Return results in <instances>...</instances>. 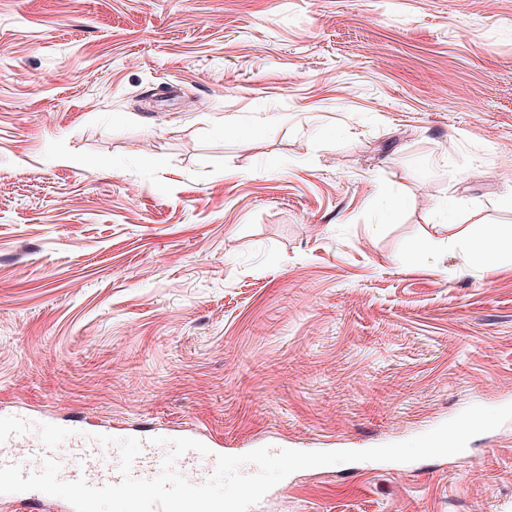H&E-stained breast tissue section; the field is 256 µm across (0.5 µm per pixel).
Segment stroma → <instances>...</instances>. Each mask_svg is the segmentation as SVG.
I'll use <instances>...</instances> for the list:
<instances>
[{"instance_id": "1", "label": "stroma", "mask_w": 512, "mask_h": 512, "mask_svg": "<svg viewBox=\"0 0 512 512\" xmlns=\"http://www.w3.org/2000/svg\"><path fill=\"white\" fill-rule=\"evenodd\" d=\"M511 197L512 0H0V412L242 455L512 404ZM254 510L512 512V422ZM488 261L494 262L503 257L512 260V225H483L474 239Z\"/></svg>"}]
</instances>
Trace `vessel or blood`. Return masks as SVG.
<instances>
[{
  "label": "vessel or blood",
  "mask_w": 512,
  "mask_h": 512,
  "mask_svg": "<svg viewBox=\"0 0 512 512\" xmlns=\"http://www.w3.org/2000/svg\"><path fill=\"white\" fill-rule=\"evenodd\" d=\"M167 453V447L159 445L142 449L131 465V477L156 478ZM49 457L60 462V477L65 481L82 478L90 485L103 486L122 479L118 448L96 441L83 421L37 429L25 414L0 416V465L20 466L23 474L29 475L40 471ZM215 468L216 456L212 453L189 451L175 463L176 471L192 475L197 485L209 480Z\"/></svg>",
  "instance_id": "1"
}]
</instances>
